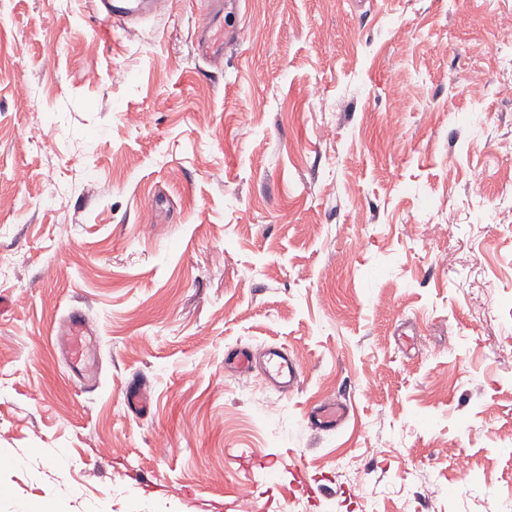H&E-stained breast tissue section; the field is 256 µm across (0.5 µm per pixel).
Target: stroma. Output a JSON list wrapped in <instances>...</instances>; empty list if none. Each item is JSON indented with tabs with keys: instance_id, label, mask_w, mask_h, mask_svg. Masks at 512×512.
<instances>
[{
	"instance_id": "stroma-1",
	"label": "stroma",
	"mask_w": 512,
	"mask_h": 512,
	"mask_svg": "<svg viewBox=\"0 0 512 512\" xmlns=\"http://www.w3.org/2000/svg\"><path fill=\"white\" fill-rule=\"evenodd\" d=\"M201 14L100 43L88 0H0V512H512V0H229L218 66ZM267 345L292 392L225 369ZM244 34V29L236 23L224 25L223 8L209 11L208 19L198 34V50L202 59L210 64L220 65L224 57V37L226 45H237L241 43ZM92 332L88 319L81 313L72 312L58 327L55 336L63 344L62 353L71 361L78 362L85 350L81 336H91ZM348 418V411L340 402H323L314 406L307 414L311 429L322 432L339 430Z\"/></svg>"
}]
</instances>
